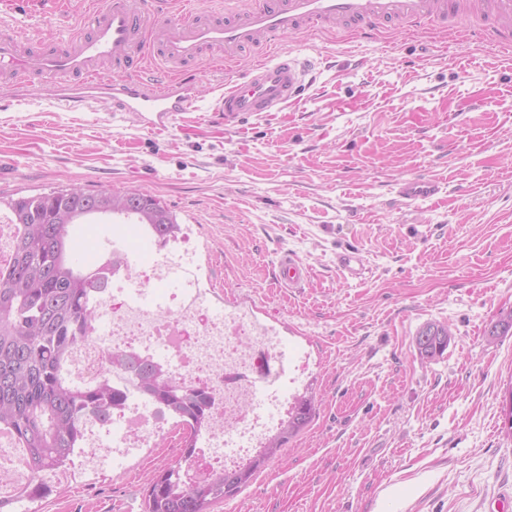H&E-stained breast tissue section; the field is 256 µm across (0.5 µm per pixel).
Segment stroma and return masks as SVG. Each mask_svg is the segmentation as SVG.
<instances>
[{
	"label": "stroma",
	"mask_w": 512,
	"mask_h": 512,
	"mask_svg": "<svg viewBox=\"0 0 512 512\" xmlns=\"http://www.w3.org/2000/svg\"><path fill=\"white\" fill-rule=\"evenodd\" d=\"M0 0V26L33 44L75 32L95 0ZM276 50L315 61L299 99L233 129L206 110L159 132L102 101L71 112L0 80V197L64 187L155 196L195 241L216 306H255L310 367L294 394L314 397L310 425L213 512H512V334L486 331L512 312V52L465 33L422 28L369 38L314 31ZM206 52L210 97L227 74ZM438 182L411 205L400 180ZM366 270L344 276L336 256ZM309 270L277 287L279 251ZM448 327L421 358L426 324ZM179 449L120 461L56 486L16 512H144L149 483ZM433 327L436 328V332L432 335L433 337L427 339L424 344L422 343L421 345L423 347L417 346L416 342L419 336H421L423 329L426 328L430 331ZM415 337L416 350L422 358H434L435 356L442 354L448 347V343L451 339L448 328L436 323L426 325L418 331L417 336Z\"/></svg>",
	"instance_id": "obj_1"
}]
</instances>
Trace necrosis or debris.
I'll return each mask as SVG.
<instances>
[{"instance_id":"1","label":"necrosis or debris","mask_w":512,"mask_h":512,"mask_svg":"<svg viewBox=\"0 0 512 512\" xmlns=\"http://www.w3.org/2000/svg\"><path fill=\"white\" fill-rule=\"evenodd\" d=\"M176 269L186 273L176 292L154 305H130L132 294L167 279ZM211 297L190 240L181 242L179 253L160 250L134 272L128 268L124 246L113 242L111 283L99 303L108 316V333L96 332L79 342L67 369L73 380L85 384L109 371L113 386L125 389L127 400L114 412L111 428L89 424L81 455L83 472L101 473L111 460L147 455L163 439L177 436L159 408H147L137 381L124 370L111 368V356L120 351L148 357L173 383L203 387L213 395L211 425L198 436L194 457L183 469L186 482L241 465L264 448L270 433L287 419L290 402L281 384L288 376L304 374L308 354L289 356L276 327L251 308L212 316ZM31 477L13 439L0 434V496L10 497Z\"/></svg>"}]
</instances>
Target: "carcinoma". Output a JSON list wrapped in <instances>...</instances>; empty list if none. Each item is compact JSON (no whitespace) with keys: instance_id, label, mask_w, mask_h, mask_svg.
Listing matches in <instances>:
<instances>
[{"instance_id":"obj_1","label":"carcinoma","mask_w":512,"mask_h":512,"mask_svg":"<svg viewBox=\"0 0 512 512\" xmlns=\"http://www.w3.org/2000/svg\"><path fill=\"white\" fill-rule=\"evenodd\" d=\"M6 206L17 233L10 258L0 263V429L26 449L39 481L21 491L20 500L36 501L52 491L40 477L67 466L83 448L85 418L93 416L109 426L112 411L125 401L104 375L92 385L76 384L67 376L69 354L93 329L95 303L112 272L110 253L76 261L75 226L120 214L147 225L150 236L165 244L177 240L181 225L160 200L137 190L58 189L12 198ZM433 327V337L416 347L422 358L442 354L451 339L447 327L426 325ZM115 360L135 375L143 396L186 430L184 458H191L196 434L210 424L211 394L177 386L147 357L118 353ZM314 413L311 398H297L265 448L247 464L209 480L183 487L179 467H164L151 481L145 512H210L213 504L247 486L282 445L309 425Z\"/></svg>"}]
</instances>
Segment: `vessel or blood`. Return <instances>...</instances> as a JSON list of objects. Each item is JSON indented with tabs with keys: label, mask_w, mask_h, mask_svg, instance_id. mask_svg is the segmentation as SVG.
<instances>
[{
	"label": "vessel or blood",
	"mask_w": 512,
	"mask_h": 512,
	"mask_svg": "<svg viewBox=\"0 0 512 512\" xmlns=\"http://www.w3.org/2000/svg\"><path fill=\"white\" fill-rule=\"evenodd\" d=\"M177 0H105L89 12L82 32L39 53L22 52L13 28L0 29V71L19 85L31 69L55 80L52 98L68 108L111 101L143 130L157 132L178 116L192 112L198 80L194 63L210 50L220 51L225 64L248 51L290 34L315 30H349L368 37L383 30L441 27L467 22L469 33L493 48H512V0H224L220 12L177 8ZM163 18L159 43L147 40L148 16ZM111 64L103 76L100 64ZM305 71L289 52L255 65L218 94L211 111L233 128L247 117L280 111L298 99ZM438 185L424 178L402 180L398 197L406 203L433 197ZM277 283L294 288L307 277L306 266L292 252H282Z\"/></svg>",
	"instance_id": "1"
}]
</instances>
